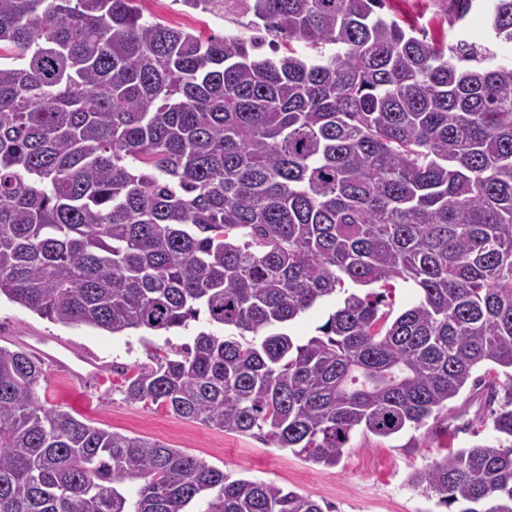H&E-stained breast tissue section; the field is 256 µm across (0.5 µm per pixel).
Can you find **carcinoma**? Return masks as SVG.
Wrapping results in <instances>:
<instances>
[{
    "instance_id": "cac0c4a2",
    "label": "carcinoma",
    "mask_w": 512,
    "mask_h": 512,
    "mask_svg": "<svg viewBox=\"0 0 512 512\" xmlns=\"http://www.w3.org/2000/svg\"><path fill=\"white\" fill-rule=\"evenodd\" d=\"M138 2L0 0V297L114 335L205 315L223 333L122 368L125 399L326 467L470 383L496 443L410 482L512 512V60L385 0H242L257 34L206 39ZM452 3L512 43V0ZM262 31L311 53L265 57ZM42 378L0 346V512H332L47 406ZM329 305H319L298 318L291 326L290 335L300 343H306L311 337L316 336V328L327 319Z\"/></svg>"
}]
</instances>
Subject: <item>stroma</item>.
Wrapping results in <instances>:
<instances>
[{"label":"stroma","mask_w":512,"mask_h":512,"mask_svg":"<svg viewBox=\"0 0 512 512\" xmlns=\"http://www.w3.org/2000/svg\"><path fill=\"white\" fill-rule=\"evenodd\" d=\"M142 7L147 16L208 36L240 32L251 21L239 0H229L224 9L207 12L188 8L182 0H143ZM385 12L426 31L429 38L444 37L448 45L464 40L490 47L497 54L502 51L482 12L474 10L465 21H455L450 0H387ZM21 336L60 341L112 367L104 380L75 387L52 366H45L42 401L64 406L94 426L181 449L232 478L280 484L331 504L335 512H448L411 485V474L426 468L446 448H469L493 441L495 436L488 422L489 410L465 391L449 402L447 419L428 420L419 430L389 438L354 431L340 464L325 468L258 438L227 433L162 408L147 409L126 401L121 391L122 367L153 364L157 348L190 342L192 331L166 337L140 331L115 336L85 325L53 323L1 300L0 345L15 347Z\"/></svg>","instance_id":"stroma-1"}]
</instances>
